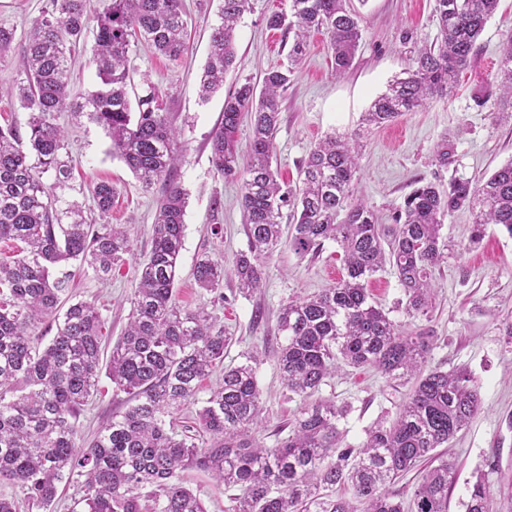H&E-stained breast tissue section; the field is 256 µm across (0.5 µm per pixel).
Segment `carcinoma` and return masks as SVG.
Wrapping results in <instances>:
<instances>
[{"instance_id":"obj_1","label":"carcinoma","mask_w":512,"mask_h":512,"mask_svg":"<svg viewBox=\"0 0 512 512\" xmlns=\"http://www.w3.org/2000/svg\"><path fill=\"white\" fill-rule=\"evenodd\" d=\"M50 0L25 39V78L16 96L29 110L27 130L0 125V240L25 247L0 261V483L17 488L27 505L45 508L66 476L83 477L76 505L81 512H207L184 485L189 468L206 471L231 495V512H448L455 462L436 449L448 443L480 411L481 400L464 368L428 366L431 335L415 334L370 301L369 279L391 267L407 315L424 316L432 305V271L444 259L445 215L467 208L470 244L489 224L512 237V162L480 186L464 178L443 189L434 182L414 187L390 224L353 197L357 173L353 137L330 135L301 163V186L283 189L272 167L281 103L311 34L324 31L336 73L352 65L361 40L359 16L350 0H288L267 26L291 40L286 68L272 67L262 88L237 83L224 97L220 125L211 137V160L227 179L243 172L241 206L248 250L230 270L240 289L263 282L264 260L286 245L304 257L325 242L343 252L345 275L335 285L280 310L281 378L289 392L307 400L289 422L288 436L273 447L257 438L262 423L257 358L224 367V375L196 412L213 437L206 447L166 423L196 403L201 382L224 363L229 337L203 309L185 311L175 299L184 240V190L168 184L154 221L152 247L140 263L122 336L103 354V321L95 304L71 301L76 264L108 277L130 252L125 224H89L82 206L62 201L71 166L61 156L65 130L56 114L69 110L101 126L119 157L146 189L171 177L178 162L177 135L154 87L131 103L129 53L144 41L170 58L186 48L182 0ZM250 0H223L221 23L212 28L211 49L200 84L208 99L224 87L237 56L235 27ZM500 0H435L440 41L417 48L405 76L389 84L364 113L362 124L378 128L448 93L470 65L476 41ZM95 23L93 62L102 87L85 101L69 100L71 47ZM499 87L512 97V39L499 65ZM250 116L251 135L241 156L237 132ZM54 172L48 185L43 174ZM110 182L93 188L99 213L112 210ZM293 203L290 234L283 236L282 208ZM223 264L203 255L195 279L209 291L221 288ZM46 317L56 323L48 345L35 346L32 330ZM343 367L373 368L395 383L411 385L390 423L375 422L357 448H344L338 423L348 406L315 399L325 379ZM128 395L127 409L85 446L77 443V415L101 373ZM412 505L389 486L421 464ZM465 512H496L490 485L479 476L469 487Z\"/></svg>"}]
</instances>
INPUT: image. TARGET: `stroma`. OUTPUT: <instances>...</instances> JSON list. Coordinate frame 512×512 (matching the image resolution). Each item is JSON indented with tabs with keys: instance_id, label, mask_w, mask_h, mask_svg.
<instances>
[{
	"instance_id": "stroma-1",
	"label": "stroma",
	"mask_w": 512,
	"mask_h": 512,
	"mask_svg": "<svg viewBox=\"0 0 512 512\" xmlns=\"http://www.w3.org/2000/svg\"><path fill=\"white\" fill-rule=\"evenodd\" d=\"M46 5L47 0H0V25L15 31L11 48L0 53L1 125H27L29 112L11 89L22 77L21 45ZM220 5L221 0H185L184 54L171 59L142 45L130 54L129 67L135 91L154 85L178 132L180 161L173 179L186 192L187 207L176 300L181 308L206 310L223 324L231 338L225 365L257 357L261 436L271 447L304 406L303 398L288 392L280 377L279 310L289 300L334 285L345 270L340 246L328 241L319 252L304 257L285 247L275 252L264 265L261 289L253 293L241 291L230 275L218 294L201 288L194 279L201 256L228 264L248 248L242 182L225 179L211 161L210 137L221 120L224 95L216 93L205 102L198 98L211 29L220 22ZM352 5L360 15L362 38L351 68L336 74L328 36L313 34L282 102L272 165L287 183L297 184L300 163L325 135L356 131L372 100L407 68L410 48L401 41L402 30H412L418 41L428 45L439 35L435 0H352ZM285 6V0H252L251 11L237 24V59L224 78L225 86L245 80L261 83L266 70L287 65L288 48L281 31L266 25L267 17ZM511 38L512 0H500L456 88L362 138L354 195L374 208L381 223H390L394 209L417 181L444 185L462 177L479 184L512 160V97L503 94L497 83L501 55ZM93 45V32H86L72 55L70 90L79 101L101 85L92 62ZM58 122L69 132L66 150L73 168V179L62 197L81 203L94 223L131 227V250L108 280L95 277L89 269L74 271V299L95 303L112 343L126 325L129 298L138 282L139 264L151 248L165 184L160 181L144 188L126 164L112 156L111 140L101 126L68 112L61 113ZM443 140L449 144V155L447 164L441 165L434 151ZM100 181L112 182L117 189L106 216L94 208L89 192ZM471 227L472 216L465 209L444 220L443 238L450 248L433 273L435 293L428 315L411 317L404 312L392 268L377 272L367 288L372 302L405 329L431 332L430 366L466 368L479 392L481 410L446 449L456 462L448 512H464L468 490L481 474L494 494L497 512H512V338L504 334L505 323L512 322V237L491 224L473 247L468 243ZM259 308L265 312L260 320L254 317ZM408 393V387L390 382L376 370L349 367L327 378L319 390L320 397L348 406L340 427L345 444L353 447L362 444L374 422L393 418ZM126 399L108 378H101L76 421L81 441L92 439L113 415L123 412ZM183 478L208 512H229L228 492L207 472L191 469Z\"/></svg>"
}]
</instances>
